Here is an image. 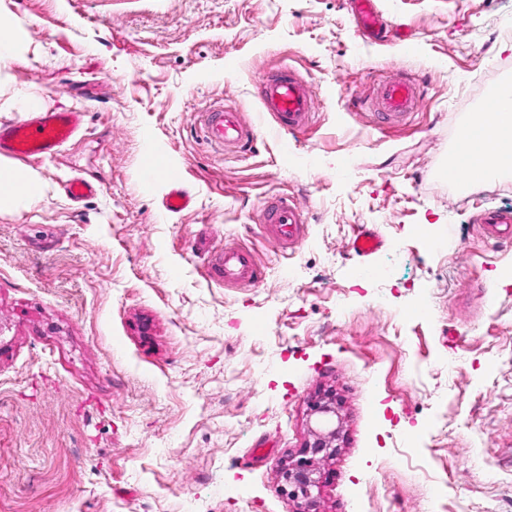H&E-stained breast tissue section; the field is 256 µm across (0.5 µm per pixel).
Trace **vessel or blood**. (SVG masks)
I'll list each match as a JSON object with an SVG mask.
<instances>
[{"label":"vessel or blood","mask_w":512,"mask_h":512,"mask_svg":"<svg viewBox=\"0 0 512 512\" xmlns=\"http://www.w3.org/2000/svg\"><path fill=\"white\" fill-rule=\"evenodd\" d=\"M350 8L359 36L371 42L386 37L388 26L377 0H350ZM418 97L417 84L403 77L379 83L369 101L380 124L390 125L407 121ZM260 103L263 114L272 120L273 132L281 136V148L285 151L291 148L289 135L308 127L314 119L310 84L290 73L263 80ZM85 118V112L78 109L41 107L27 119L0 123V155L20 160L54 158L83 131ZM202 127L205 140L214 146L246 150L254 141L253 128L246 126L239 112L230 107L219 105L205 112ZM156 173L169 184L166 209L176 212L188 208L191 197L183 188L180 172L161 166ZM477 222L486 238L512 241V210L483 211ZM302 223L301 208L288 198L279 199L268 215L269 230L283 249L299 243ZM383 244V237L375 231L361 228L353 235L350 248L363 259L361 272H371L369 259ZM211 269L218 280L227 284L250 286L266 276L265 269L255 263L248 251L234 247L225 249Z\"/></svg>","instance_id":"b4317fda"}]
</instances>
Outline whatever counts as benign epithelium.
Returning <instances> with one entry per match:
<instances>
[{"label": "benign epithelium", "mask_w": 512, "mask_h": 512, "mask_svg": "<svg viewBox=\"0 0 512 512\" xmlns=\"http://www.w3.org/2000/svg\"><path fill=\"white\" fill-rule=\"evenodd\" d=\"M308 416L315 418V425L309 426L299 455L281 467L280 477L288 496L298 502V512H320V466L340 449L343 418L335 396L330 394L312 400Z\"/></svg>", "instance_id": "obj_1"}]
</instances>
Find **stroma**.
Listing matches in <instances>:
<instances>
[{"instance_id":"35a3bbf8","label":"stroma","mask_w":512,"mask_h":512,"mask_svg":"<svg viewBox=\"0 0 512 512\" xmlns=\"http://www.w3.org/2000/svg\"><path fill=\"white\" fill-rule=\"evenodd\" d=\"M379 7L409 39L361 41L348 0H0L16 36L0 122L28 99L86 114L28 162L43 200L0 211V512H297L279 472L324 392L344 424L322 512L512 498V245L475 222L512 190L439 175L486 81L512 83V0ZM287 69L315 94L285 156L257 80ZM398 76L422 95L383 127L355 102ZM218 103L253 127L251 151L205 142ZM153 155L188 209L166 210ZM74 176L98 194L70 200ZM282 197L305 217L285 252L266 229ZM360 224L385 241L380 277L354 273ZM227 247L266 278L208 281Z\"/></svg>"}]
</instances>
